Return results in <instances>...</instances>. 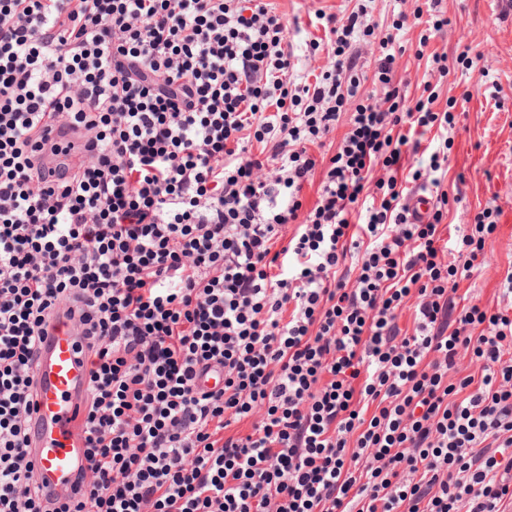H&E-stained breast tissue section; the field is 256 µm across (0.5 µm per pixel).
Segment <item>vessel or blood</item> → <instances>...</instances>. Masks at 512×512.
I'll list each match as a JSON object with an SVG mask.
<instances>
[{
  "label": "vessel or blood",
  "instance_id": "vessel-or-blood-1",
  "mask_svg": "<svg viewBox=\"0 0 512 512\" xmlns=\"http://www.w3.org/2000/svg\"><path fill=\"white\" fill-rule=\"evenodd\" d=\"M90 363L66 314H58L35 362L37 411L31 422L30 452L37 478L66 499L87 466L78 425L86 404Z\"/></svg>",
  "mask_w": 512,
  "mask_h": 512
}]
</instances>
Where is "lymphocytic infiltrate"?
<instances>
[{"label":"lymphocytic infiltrate","mask_w":512,"mask_h":512,"mask_svg":"<svg viewBox=\"0 0 512 512\" xmlns=\"http://www.w3.org/2000/svg\"><path fill=\"white\" fill-rule=\"evenodd\" d=\"M365 14L325 16L329 64L308 83L265 0H0V512L512 504V273L503 306L448 297L483 265L499 210L446 259L455 115L434 111L433 84L411 107L393 85L398 33L423 10L380 36ZM357 38L382 94L355 71ZM351 99L318 161L310 145ZM46 121L88 144L56 181L39 159L66 146L36 136ZM431 130L429 151L409 138ZM411 151L437 199L421 223L397 178ZM377 166L388 179L370 180ZM62 310L91 359L88 465L63 503L28 442L34 355ZM463 355L479 374L453 379ZM353 112V105L346 106V110L341 112L335 129L330 132L324 139L322 147L313 146L312 150L317 154L331 155L336 151L337 146L341 142L345 133L349 129V119Z\"/></svg>","instance_id":"1"}]
</instances>
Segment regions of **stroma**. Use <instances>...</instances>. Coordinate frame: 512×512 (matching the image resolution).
Here are the masks:
<instances>
[{
    "label": "stroma",
    "instance_id": "35a3bbf8",
    "mask_svg": "<svg viewBox=\"0 0 512 512\" xmlns=\"http://www.w3.org/2000/svg\"><path fill=\"white\" fill-rule=\"evenodd\" d=\"M272 10L288 25L298 74H320L327 57L312 51L310 42L324 38L316 19L322 11L347 17L358 7L367 10L368 23L379 31L390 29L400 11H413L414 0H268ZM448 16L446 32L436 34L427 47L419 38L425 20H410L400 33L405 51L399 60L394 84L414 105L423 94L432 53L448 56V73L436 88L435 110L453 107L460 115L449 130L453 141L449 152L448 180L461 182L464 199L449 203L442 226L446 237L457 236L482 208L502 209L497 238L488 249L477 277L461 281L458 295L480 297L483 304H496L498 288L512 271V5L507 0H442ZM480 55L477 70L463 72L458 56L463 50Z\"/></svg>",
    "mask_w": 512,
    "mask_h": 512
}]
</instances>
